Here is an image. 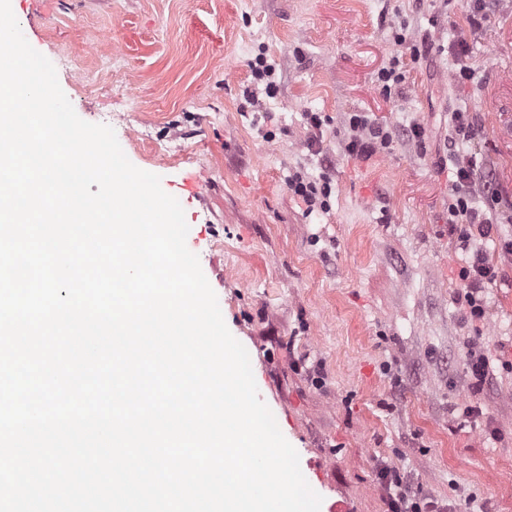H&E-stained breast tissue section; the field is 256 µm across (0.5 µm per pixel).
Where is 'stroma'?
<instances>
[{"label":"stroma","instance_id":"35a3bbf8","mask_svg":"<svg viewBox=\"0 0 512 512\" xmlns=\"http://www.w3.org/2000/svg\"><path fill=\"white\" fill-rule=\"evenodd\" d=\"M29 44L76 114L110 126L127 158L182 206L186 243L247 349L261 399L322 498L320 512H390L377 468L453 512H512V254L482 320L466 317L469 255L448 232L453 109L465 144L512 203V0H13ZM404 27L420 57L384 92ZM467 41L476 83L457 77ZM265 53L266 95L249 62ZM319 113L321 128L306 115ZM396 137L348 154L351 113ZM423 135L408 138L411 125ZM331 179L326 206L288 188ZM488 356L470 387L469 345ZM480 417L463 419L464 406ZM454 143L471 141L475 134L474 115L467 110H455L451 115Z\"/></svg>","mask_w":512,"mask_h":512}]
</instances>
